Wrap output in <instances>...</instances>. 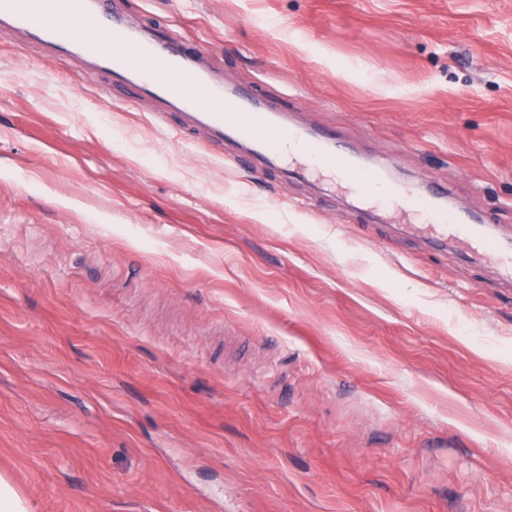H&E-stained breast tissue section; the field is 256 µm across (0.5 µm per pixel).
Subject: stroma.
Here are the masks:
<instances>
[{
  "mask_svg": "<svg viewBox=\"0 0 512 512\" xmlns=\"http://www.w3.org/2000/svg\"><path fill=\"white\" fill-rule=\"evenodd\" d=\"M512 225V0H111ZM0 27V475L32 512H512V288Z\"/></svg>",
  "mask_w": 512,
  "mask_h": 512,
  "instance_id": "1",
  "label": "stroma"
}]
</instances>
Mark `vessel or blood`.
Masks as SVG:
<instances>
[{
	"label": "vessel or blood",
	"mask_w": 512,
	"mask_h": 512,
	"mask_svg": "<svg viewBox=\"0 0 512 512\" xmlns=\"http://www.w3.org/2000/svg\"><path fill=\"white\" fill-rule=\"evenodd\" d=\"M2 23L56 56L80 55L116 82L174 104L192 126L206 129L212 142L246 143L247 152L237 159L241 167L282 158L313 171L329 169L342 186L382 188L383 205L424 217L418 232L438 246H457L478 257L502 283L512 285L511 228L448 210L446 193L426 194L415 184L389 180L381 168L363 164L355 151L338 144L335 134L291 123L286 113L263 107L252 94L226 88L200 67V50L167 32L141 35L112 13L108 0H0Z\"/></svg>",
	"instance_id": "b4317fda"
}]
</instances>
